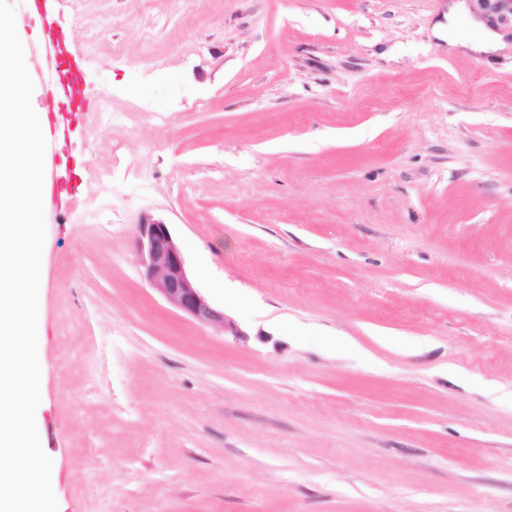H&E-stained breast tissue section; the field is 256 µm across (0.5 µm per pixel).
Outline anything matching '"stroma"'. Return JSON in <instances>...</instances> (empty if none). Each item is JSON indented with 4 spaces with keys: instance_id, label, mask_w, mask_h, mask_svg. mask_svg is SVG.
<instances>
[{
    "instance_id": "stroma-1",
    "label": "stroma",
    "mask_w": 512,
    "mask_h": 512,
    "mask_svg": "<svg viewBox=\"0 0 512 512\" xmlns=\"http://www.w3.org/2000/svg\"><path fill=\"white\" fill-rule=\"evenodd\" d=\"M448 2L57 0L59 512H512V0H470L491 55L434 35ZM146 218L234 331L148 285ZM55 0H23L21 13L27 16L37 13L43 29V40L32 46L34 54L49 56L54 65L56 80L54 92L63 99L67 114H76L83 109L82 61L68 49L69 37L63 30H56L51 21V7ZM80 187V175L75 174V177L67 182L58 183L50 181V184L46 187V191L55 202V205H58V202L62 203L63 196H65L64 202L74 198L80 192Z\"/></svg>"
}]
</instances>
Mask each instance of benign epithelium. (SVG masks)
Returning <instances> with one entry per match:
<instances>
[{
    "label": "benign epithelium",
    "mask_w": 512,
    "mask_h": 512,
    "mask_svg": "<svg viewBox=\"0 0 512 512\" xmlns=\"http://www.w3.org/2000/svg\"><path fill=\"white\" fill-rule=\"evenodd\" d=\"M135 229L139 261L149 286L198 324L224 330V309L198 287L172 225L146 219L135 225Z\"/></svg>",
    "instance_id": "7a95c632"
}]
</instances>
